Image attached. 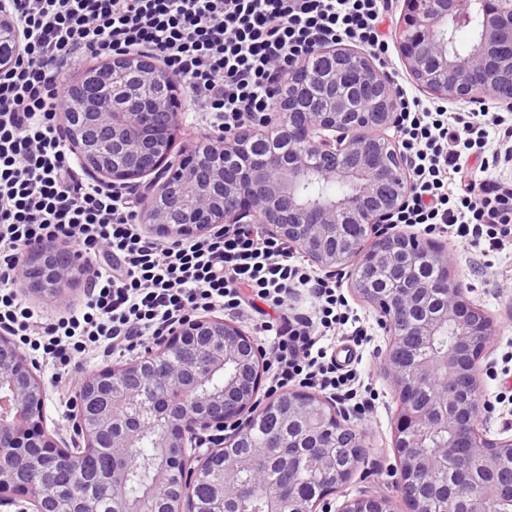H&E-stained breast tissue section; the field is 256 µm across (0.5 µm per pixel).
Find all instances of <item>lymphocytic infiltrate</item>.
<instances>
[{"instance_id":"1","label":"lymphocytic infiltrate","mask_w":512,"mask_h":512,"mask_svg":"<svg viewBox=\"0 0 512 512\" xmlns=\"http://www.w3.org/2000/svg\"><path fill=\"white\" fill-rule=\"evenodd\" d=\"M392 0H11L23 50L0 72V332L66 375L87 348L135 351L193 313L242 310L247 299L284 306L307 289L317 319H264L274 352L269 392L298 382L356 400L321 342L346 324L335 281L295 257L287 242L235 224L199 239L159 243L139 228L129 195L74 168L56 124L66 71L144 50L182 76L217 134L270 112L291 68L321 44L355 42L379 64ZM392 90L397 137L411 160L405 224L448 234L483 258L512 249V183L474 179L466 165L490 141L512 145V120L487 108L451 112ZM65 240L94 256L90 293L74 315L50 322L7 285L25 246Z\"/></svg>"}]
</instances>
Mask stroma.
<instances>
[{
	"mask_svg": "<svg viewBox=\"0 0 512 512\" xmlns=\"http://www.w3.org/2000/svg\"><path fill=\"white\" fill-rule=\"evenodd\" d=\"M448 254L452 261V273L467 296L483 307L493 318L496 335L489 352L481 360L479 376L484 401L493 400L500 383L494 371L503 367L505 354L512 352V251L503 252L493 266L484 265L475 252L447 241ZM342 291L361 325L367 328L372 341L366 349L351 348L346 338L338 336L328 343L330 352L351 350L353 358L359 359L361 377L374 389L377 398L371 408L362 414H350L347 423L362 434L367 444V454L354 472L351 480L333 496L331 507L338 512L345 500L360 496L380 495L392 500L396 512H405L406 507L396 488L397 458L392 448L393 423L398 403L393 387L382 370V358L389 343L379 309L362 300L351 288L347 272H339ZM47 390L46 427L65 446L76 447L73 436L72 412L65 405L70 393L64 384L55 378L52 369L39 367Z\"/></svg>",
	"mask_w": 512,
	"mask_h": 512,
	"instance_id": "obj_1",
	"label": "stroma"
}]
</instances>
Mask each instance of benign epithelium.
<instances>
[{
	"label": "benign epithelium",
	"instance_id": "benign-epithelium-1",
	"mask_svg": "<svg viewBox=\"0 0 512 512\" xmlns=\"http://www.w3.org/2000/svg\"><path fill=\"white\" fill-rule=\"evenodd\" d=\"M395 38L403 63L423 91L454 103L492 99L512 109V0H402ZM481 17L471 48H448L450 24ZM22 49L21 33L9 0H0V71ZM316 54L335 64L320 81L328 90L326 106L308 99V64L303 60L288 76V98L278 99L274 115L178 157L173 149L182 131L181 76L157 60L126 54L98 67L102 74L68 85L58 107L59 131L83 169L120 192L138 185L147 194L142 223L164 238L203 235L218 224H260L285 239L313 263L331 273L350 268L351 286L381 309L388 348L382 369L398 401L392 447L399 461L397 490L408 512H431L430 495L448 499L452 512H484L487 499L512 502V436L490 438L483 429L478 367L495 336V324L470 300L451 275L448 250L421 241L395 222L409 193L406 159L386 136L399 112L386 78L363 50L324 45ZM122 66L129 78L120 92L104 90V70ZM154 86L151 98L143 90ZM259 137L268 151L259 159L250 140ZM347 184L341 196L313 197L307 183ZM431 266L428 280L409 268ZM15 284L34 295L64 299L65 287L88 275L71 250L37 242L24 250ZM394 273L396 288L382 292L367 286L373 271ZM453 339L437 347L438 337ZM152 364L143 375L142 362ZM233 366L224 390L204 394L200 386L212 374ZM260 354L254 339L232 320L217 316L187 318L147 348L145 356L86 376L79 399L102 400L89 416L83 407L72 429L84 448L60 444L45 426L46 387L15 341L0 332V506L15 512H50L47 483L16 466L21 448H35L68 471L86 453L110 438L112 469L104 481L118 491L125 483L129 449L143 432L135 413L145 395H165L158 414L167 429L159 448L181 475L178 489L171 468L157 469L147 499L134 512H152L158 497L167 512H196V476L224 456L220 445L202 451L200 433L231 430L230 441L248 434L256 416L255 398L262 384ZM282 423L298 426L297 446L272 432L266 446L250 456L232 458L210 482L217 506L239 503L264 488L276 472L278 490L266 498L265 512H331V497L352 477L366 456L362 436L345 427V416L332 400L308 390L288 389L267 402ZM344 427L353 461L336 464L337 451L325 434ZM440 431L448 440L435 452L425 443ZM307 460L325 477L315 500L294 493L301 462ZM247 471L245 483L240 474ZM340 512H392L381 496L352 498Z\"/></svg>",
	"mask_w": 512,
	"mask_h": 512
}]
</instances>
